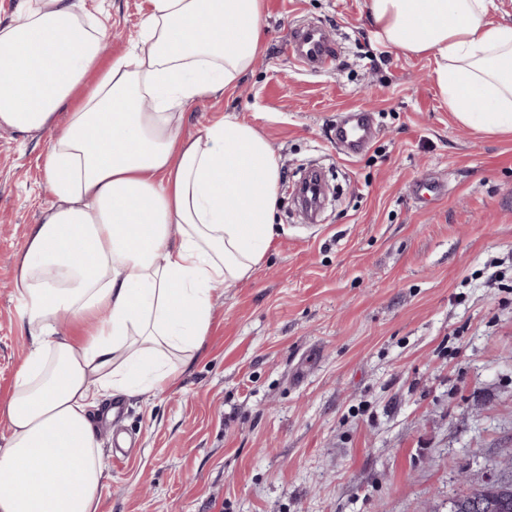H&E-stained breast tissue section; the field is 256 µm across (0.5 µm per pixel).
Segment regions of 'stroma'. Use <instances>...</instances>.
<instances>
[{"label":"stroma","instance_id":"1","mask_svg":"<svg viewBox=\"0 0 512 512\" xmlns=\"http://www.w3.org/2000/svg\"><path fill=\"white\" fill-rule=\"evenodd\" d=\"M264 48L237 84L185 107L183 135L232 114L272 145L278 234L252 276L213 300L208 336L151 397L92 415L132 461L108 467L98 512H448L512 448V137L461 125L425 55L382 45L367 0H264ZM111 24L106 58L138 41L147 0H86ZM338 46L296 63L295 27ZM375 115L367 148L334 139ZM49 134L0 129V396L28 339L14 264L51 200ZM330 190L315 220L290 185ZM373 113L365 108H351L336 123L337 142L351 155L358 154L374 134Z\"/></svg>","mask_w":512,"mask_h":512}]
</instances>
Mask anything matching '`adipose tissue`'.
<instances>
[{"mask_svg": "<svg viewBox=\"0 0 512 512\" xmlns=\"http://www.w3.org/2000/svg\"><path fill=\"white\" fill-rule=\"evenodd\" d=\"M148 5L139 54L104 68L108 21L76 0H23L20 22L0 23V128L56 134L52 200L15 264L31 343L0 401V512H97L91 410L167 387L173 356L201 348L213 297L249 279L275 235L279 161L259 131L226 115L180 132L181 107L251 69L264 0ZM491 7L368 0L367 19L386 46L431 58L461 124L510 135L512 24ZM63 313L88 334L65 336Z\"/></svg>", "mask_w": 512, "mask_h": 512, "instance_id": "obj_1", "label": "adipose tissue"}]
</instances>
